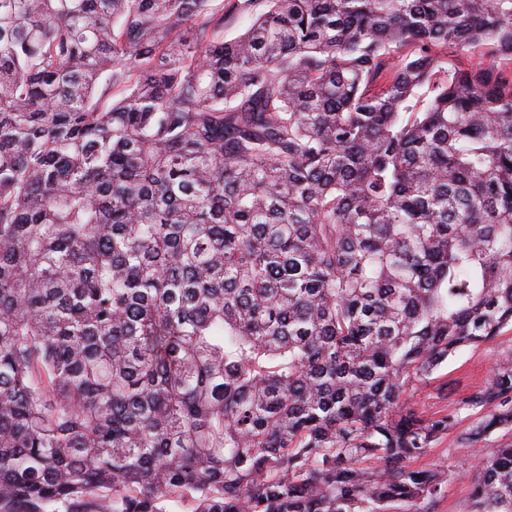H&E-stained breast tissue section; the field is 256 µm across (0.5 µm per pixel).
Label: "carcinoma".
<instances>
[{"label": "carcinoma", "instance_id": "1", "mask_svg": "<svg viewBox=\"0 0 512 512\" xmlns=\"http://www.w3.org/2000/svg\"><path fill=\"white\" fill-rule=\"evenodd\" d=\"M507 326L512 0H0V512H433ZM512 359V328L502 330L492 341L462 349L448 361L413 381L402 395L404 406L424 416L450 415L454 425L438 439L430 452L413 461V467L436 469L448 475L446 491L434 512H466L472 482L473 465L484 453L483 448L512 443V429H499L486 441L467 443L460 432L479 417L494 411L492 405L471 408L465 402L476 390L488 385L496 369L506 358Z\"/></svg>", "mask_w": 512, "mask_h": 512}]
</instances>
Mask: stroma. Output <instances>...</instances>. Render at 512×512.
Here are the masks:
<instances>
[{"instance_id": "1", "label": "stroma", "mask_w": 512, "mask_h": 512, "mask_svg": "<svg viewBox=\"0 0 512 512\" xmlns=\"http://www.w3.org/2000/svg\"><path fill=\"white\" fill-rule=\"evenodd\" d=\"M509 357L512 328L507 327L492 341L464 348L449 357L438 370L412 382L402 395L405 406L421 415L447 414L454 420L448 433L416 461L419 467L436 469L448 476L446 491L434 512H465L474 478L473 465L483 454L485 444L512 443V429L494 431L485 444L467 443L460 438L461 430L483 414L482 409L467 406L468 397L487 386L501 362Z\"/></svg>"}]
</instances>
